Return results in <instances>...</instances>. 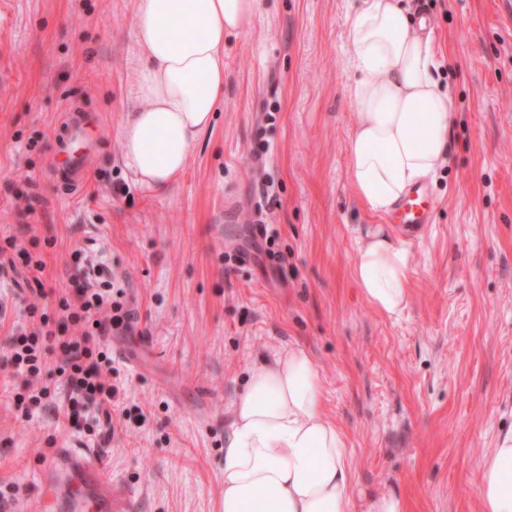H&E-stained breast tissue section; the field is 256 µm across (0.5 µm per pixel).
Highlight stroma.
I'll return each instance as SVG.
<instances>
[{
  "label": "stroma",
  "mask_w": 512,
  "mask_h": 512,
  "mask_svg": "<svg viewBox=\"0 0 512 512\" xmlns=\"http://www.w3.org/2000/svg\"><path fill=\"white\" fill-rule=\"evenodd\" d=\"M356 0H261L224 39V104L164 191L122 159L134 101V0H0V355L26 308L56 314L78 261L125 292L112 334L110 417L89 437L56 407L23 417L0 369V494L39 512L56 448L103 462L124 512H222L229 407L249 370L291 347L318 364L323 409L349 448L353 512H478L484 453L512 432V0H411L457 100L447 164L417 236L357 198L346 22ZM96 127L85 186L54 152L71 116ZM409 252L400 316L360 293L374 231ZM43 260L33 279L26 257Z\"/></svg>",
  "instance_id": "stroma-1"
}]
</instances>
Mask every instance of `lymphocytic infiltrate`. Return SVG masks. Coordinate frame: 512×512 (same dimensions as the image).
Instances as JSON below:
<instances>
[{
    "mask_svg": "<svg viewBox=\"0 0 512 512\" xmlns=\"http://www.w3.org/2000/svg\"><path fill=\"white\" fill-rule=\"evenodd\" d=\"M75 283L73 296L60 299L59 314L61 320L80 327V338L58 335L51 329L47 313L41 312L38 305H31L28 314L38 325L33 331L12 338L9 351L0 357V368L9 367L36 378L41 375L47 356L58 355L69 399L82 406L84 431L94 436L98 433L99 414L110 412L116 394L105 373L112 365L106 338L127 328L130 312L121 296L116 295L112 281L92 278L81 271Z\"/></svg>",
    "mask_w": 512,
    "mask_h": 512,
    "instance_id": "f902f5d3",
    "label": "lymphocytic infiltrate"
}]
</instances>
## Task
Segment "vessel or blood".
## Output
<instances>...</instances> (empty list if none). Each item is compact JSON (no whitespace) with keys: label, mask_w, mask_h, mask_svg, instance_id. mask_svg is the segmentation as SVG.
<instances>
[{"label":"vessel or blood","mask_w":512,"mask_h":512,"mask_svg":"<svg viewBox=\"0 0 512 512\" xmlns=\"http://www.w3.org/2000/svg\"><path fill=\"white\" fill-rule=\"evenodd\" d=\"M87 137L82 121H73L59 151L66 160L61 168L64 179L85 170L84 157L75 154V147ZM404 231L415 232L430 223L432 213L424 202L422 189H415L401 205ZM41 512H119L112 499V481L102 464L90 462L81 448L55 449L49 462L39 471Z\"/></svg>","instance_id":"1"}]
</instances>
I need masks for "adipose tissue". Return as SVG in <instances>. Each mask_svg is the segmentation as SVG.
<instances>
[{
  "instance_id": "obj_1",
  "label": "adipose tissue",
  "mask_w": 512,
  "mask_h": 512,
  "mask_svg": "<svg viewBox=\"0 0 512 512\" xmlns=\"http://www.w3.org/2000/svg\"><path fill=\"white\" fill-rule=\"evenodd\" d=\"M260 0H134L139 103L121 131L139 182L164 190L184 169L224 102V37L251 27ZM349 96L358 123L347 149L357 196L391 212L438 172L456 99L442 82L426 23L404 0H360L348 16ZM358 288L388 317L408 302L409 254L375 233L358 246ZM224 440L223 512H352L343 432L323 414L318 365L292 348L248 373ZM479 512H512V433L483 456Z\"/></svg>"
}]
</instances>
